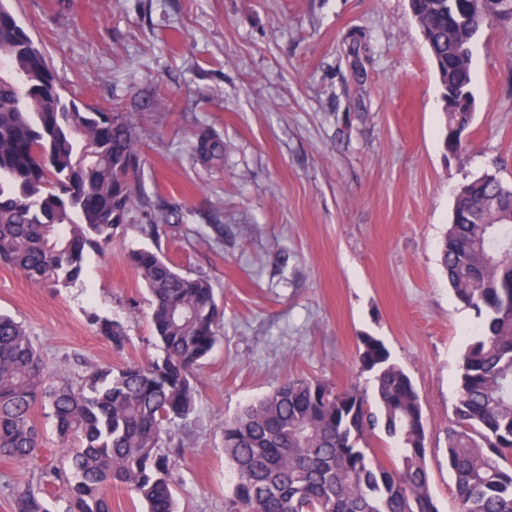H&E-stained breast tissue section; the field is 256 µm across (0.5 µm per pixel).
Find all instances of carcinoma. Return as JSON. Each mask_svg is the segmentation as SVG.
Returning a JSON list of instances; mask_svg holds the SVG:
<instances>
[{"label":"carcinoma","mask_w":512,"mask_h":512,"mask_svg":"<svg viewBox=\"0 0 512 512\" xmlns=\"http://www.w3.org/2000/svg\"><path fill=\"white\" fill-rule=\"evenodd\" d=\"M471 19L501 23L484 0H463ZM453 0H414L416 18L442 96L471 89V30L448 28ZM0 261L34 285L79 280L86 249L112 245L125 224L139 165L128 112H99L66 99L43 50L0 0ZM448 150L462 116L446 113ZM488 224H452L442 264L457 299L483 319L467 347L445 457L457 512H512V195L478 177L454 208ZM150 294V323L162 356L106 366L77 384L50 380L25 327L0 313V458L36 465L42 435L36 401L51 405L68 467L40 472L44 487L71 489L68 512H111L108 490L128 487L146 512H177L169 457L170 425L195 409V372L218 342L211 282L184 273L159 252L128 253ZM90 324L116 350L124 326L93 315ZM357 363L369 381L342 389L290 379L224 424L234 487L227 512H439L431 492L428 431L410 376L384 343L361 337ZM18 512H47L31 488L15 487Z\"/></svg>","instance_id":"1"}]
</instances>
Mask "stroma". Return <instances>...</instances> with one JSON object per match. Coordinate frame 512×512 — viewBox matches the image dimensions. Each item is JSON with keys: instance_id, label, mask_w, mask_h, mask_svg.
<instances>
[{"instance_id": "1", "label": "stroma", "mask_w": 512, "mask_h": 512, "mask_svg": "<svg viewBox=\"0 0 512 512\" xmlns=\"http://www.w3.org/2000/svg\"><path fill=\"white\" fill-rule=\"evenodd\" d=\"M66 95L133 113L140 167L107 255L68 288L0 263V312L50 370L159 357L130 250L207 277L224 308L187 420L171 426L179 512H226L224 428L297 377L344 388L361 337L381 339L425 414L431 490L455 512L444 457L461 357L480 331L441 264L456 191L484 172L512 184V26L472 45L475 114L444 144L442 90L409 0H8ZM212 138L224 155L201 157ZM164 211L169 227L145 234ZM120 322L114 350L90 314Z\"/></svg>"}]
</instances>
